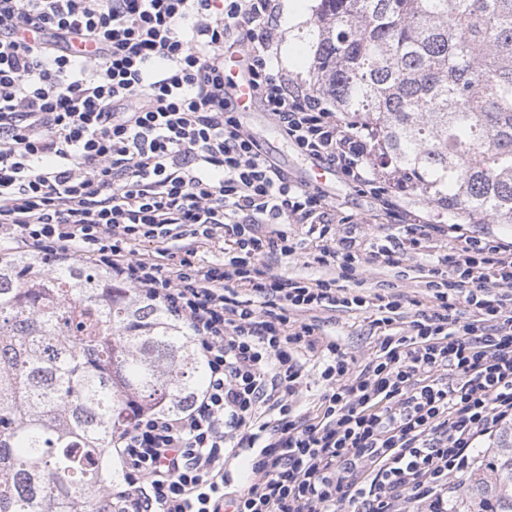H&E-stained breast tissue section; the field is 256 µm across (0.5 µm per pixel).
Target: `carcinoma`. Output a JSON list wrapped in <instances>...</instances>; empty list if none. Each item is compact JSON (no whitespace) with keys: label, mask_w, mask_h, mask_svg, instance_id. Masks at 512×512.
I'll use <instances>...</instances> for the list:
<instances>
[{"label":"carcinoma","mask_w":512,"mask_h":512,"mask_svg":"<svg viewBox=\"0 0 512 512\" xmlns=\"http://www.w3.org/2000/svg\"><path fill=\"white\" fill-rule=\"evenodd\" d=\"M310 91L448 219L512 224V0H318ZM205 377L183 328L99 267L0 254V512H112V435ZM448 512H512V429Z\"/></svg>","instance_id":"1"}]
</instances>
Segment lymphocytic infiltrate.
Returning a JSON list of instances; mask_svg holds the SVG:
<instances>
[{"label":"lymphocytic infiltrate","instance_id":"obj_1","mask_svg":"<svg viewBox=\"0 0 512 512\" xmlns=\"http://www.w3.org/2000/svg\"><path fill=\"white\" fill-rule=\"evenodd\" d=\"M280 0H0V252L106 266L191 332L203 388L117 430L112 512H447L512 425V241L468 236L378 184L358 125L279 66ZM282 138L370 196L394 234L359 242L322 189L243 125L224 48ZM302 224L312 247L291 238ZM458 240L437 253V238ZM218 251L199 257L202 247ZM304 255L328 278L285 277ZM424 257L427 309L378 292ZM376 311L349 356L319 310ZM318 356L319 411L301 410ZM248 450L243 488L227 465Z\"/></svg>","mask_w":512,"mask_h":512}]
</instances>
